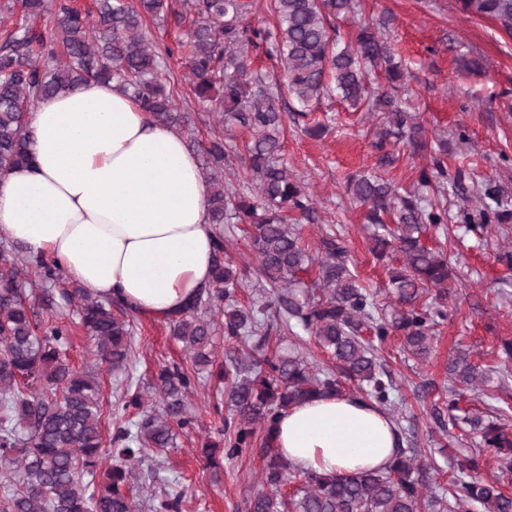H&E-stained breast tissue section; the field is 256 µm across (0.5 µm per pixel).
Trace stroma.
<instances>
[{
	"instance_id": "35a3bbf8",
	"label": "stroma",
	"mask_w": 512,
	"mask_h": 512,
	"mask_svg": "<svg viewBox=\"0 0 512 512\" xmlns=\"http://www.w3.org/2000/svg\"><path fill=\"white\" fill-rule=\"evenodd\" d=\"M358 18L386 23L391 51L406 73L400 97L409 100L431 144L447 141L448 173L464 169L471 191L497 187L499 211L511 214L501 223L483 222L479 208L461 212L456 189L447 188L448 233L438 248L460 274L448 299V319L437 327L423 358L403 353L397 336L379 352L399 386L396 416L403 429L412 430L418 460L433 468L438 490L459 477L464 457L474 453L481 456L478 477L491 480L499 474V459L479 453L461 429L444 431L433 405L438 389L448 384V357L456 348L467 349L475 362L496 364L503 342L512 341V272L496 258L512 244V37L493 21L463 13L458 0H360ZM472 59L480 62L479 71L464 70V62ZM320 123L327 131L318 136L312 129ZM382 127L381 117L327 100L306 124H287L283 157L320 217L315 224L301 222L305 244L315 245L322 229H336L349 245L352 271L378 290L381 305L387 306V267L371 253L365 212L345 184L352 175L378 174L409 189L431 160L394 143L388 147L393 163L380 165L375 133ZM466 218L486 223L484 238L459 235L457 228ZM184 359L164 322L136 318L129 366L146 396H153L163 365ZM99 376L104 432L110 435L128 419L123 388L108 368H100ZM216 384V377H209L190 395L193 428L180 432L175 447L159 454L158 465L142 466L140 481L153 493L180 490L189 512H249L262 488L263 463L254 452L226 458L224 422L213 409Z\"/></svg>"
}]
</instances>
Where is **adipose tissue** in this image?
<instances>
[{
	"label": "adipose tissue",
	"instance_id": "adipose-tissue-1",
	"mask_svg": "<svg viewBox=\"0 0 512 512\" xmlns=\"http://www.w3.org/2000/svg\"><path fill=\"white\" fill-rule=\"evenodd\" d=\"M29 130L30 162L0 176V241L155 320L209 286V181L180 136L98 81L41 101ZM274 439L297 470L319 474L386 470L398 446L394 423L362 397L298 404Z\"/></svg>",
	"mask_w": 512,
	"mask_h": 512
}]
</instances>
